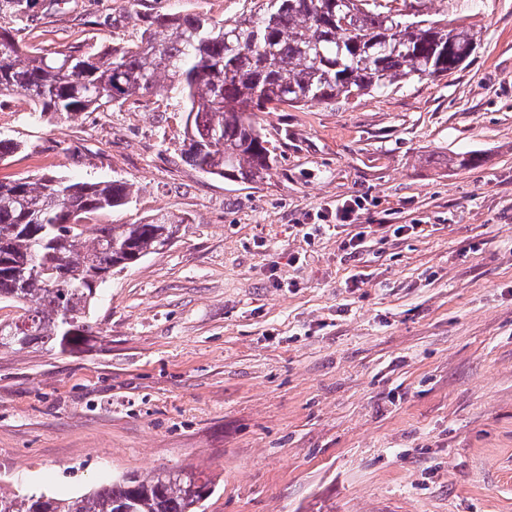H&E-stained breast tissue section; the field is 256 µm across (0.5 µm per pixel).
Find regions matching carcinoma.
<instances>
[{
  "mask_svg": "<svg viewBox=\"0 0 512 512\" xmlns=\"http://www.w3.org/2000/svg\"><path fill=\"white\" fill-rule=\"evenodd\" d=\"M227 23L205 14L140 17L135 40L97 52L45 53L17 37L33 0H0V96L74 120L116 104L173 94L185 114L184 157L203 173L258 182L275 158L257 111L359 102L413 79L447 77L482 32L448 0H247ZM402 7H396V3ZM133 184L45 173L0 180V349L74 350L94 335L90 311L113 274L172 243L185 218L171 212L97 224L123 211ZM214 482L186 469L127 473L68 498L0 490V512H203Z\"/></svg>",
  "mask_w": 512,
  "mask_h": 512,
  "instance_id": "1",
  "label": "carcinoma"
}]
</instances>
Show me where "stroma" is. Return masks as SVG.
I'll return each mask as SVG.
<instances>
[{"label":"stroma","mask_w":512,"mask_h":512,"mask_svg":"<svg viewBox=\"0 0 512 512\" xmlns=\"http://www.w3.org/2000/svg\"><path fill=\"white\" fill-rule=\"evenodd\" d=\"M47 3L21 26L28 45L102 51L136 33L124 0ZM461 9L482 43L455 75L259 113L276 163L257 183L182 159L166 96L72 122L0 97V135L20 145L0 179H122L134 202L100 223L188 219L101 286L82 352H0L1 487L67 497L185 468L216 483L205 512H512V0ZM466 152L478 167L449 165ZM357 198L356 223L313 224Z\"/></svg>","instance_id":"35a3bbf8"}]
</instances>
